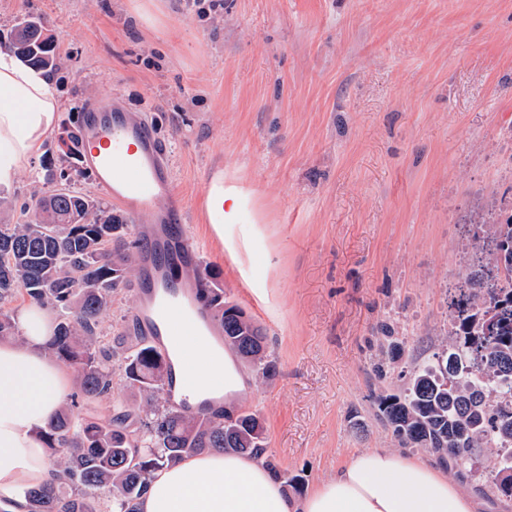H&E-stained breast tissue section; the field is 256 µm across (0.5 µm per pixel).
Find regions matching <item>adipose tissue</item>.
<instances>
[{
	"label": "adipose tissue",
	"instance_id": "obj_1",
	"mask_svg": "<svg viewBox=\"0 0 512 512\" xmlns=\"http://www.w3.org/2000/svg\"><path fill=\"white\" fill-rule=\"evenodd\" d=\"M62 102L53 79L0 49V187H10L58 128ZM245 195L223 172L212 177L203 211L216 235L237 223ZM22 336L0 341V506L28 512L23 491L49 483L42 430L59 411L73 377L49 352L55 320L30 301L21 309ZM188 377L191 397L207 382L223 383L224 405L234 409L245 388L232 355L214 358L195 341ZM140 512H479L481 504L435 463L387 448L352 453L308 494L285 490L265 462L234 453H204L154 473Z\"/></svg>",
	"mask_w": 512,
	"mask_h": 512
}]
</instances>
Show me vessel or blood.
Returning a JSON list of instances; mask_svg holds the SVG:
<instances>
[{
  "mask_svg": "<svg viewBox=\"0 0 512 512\" xmlns=\"http://www.w3.org/2000/svg\"><path fill=\"white\" fill-rule=\"evenodd\" d=\"M83 160L98 187L117 208L144 218L135 258L141 268L132 318L162 349L177 348L178 366L163 385L184 393L193 365L188 341L210 333V314L195 299V283L173 277L174 269L197 262L199 252L182 226L184 209L160 139L142 113L110 96L85 112L81 125Z\"/></svg>",
  "mask_w": 512,
  "mask_h": 512,
  "instance_id": "1",
  "label": "vessel or blood"
}]
</instances>
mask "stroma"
Segmentation results:
<instances>
[{
	"label": "stroma",
	"instance_id": "stroma-1",
	"mask_svg": "<svg viewBox=\"0 0 512 512\" xmlns=\"http://www.w3.org/2000/svg\"><path fill=\"white\" fill-rule=\"evenodd\" d=\"M28 15L60 44L62 118L113 94L165 141L203 265L267 335L276 372L242 366L240 400L288 492L400 448L375 399L440 350L449 280L512 215V0H0V37ZM58 154L0 187V222L25 221ZM218 170L249 196L220 238L199 206ZM495 460L461 484L512 512Z\"/></svg>",
	"mask_w": 512,
	"mask_h": 512
}]
</instances>
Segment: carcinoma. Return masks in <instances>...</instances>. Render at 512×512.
Masks as SVG:
<instances>
[{
    "instance_id": "1",
    "label": "carcinoma",
    "mask_w": 512,
    "mask_h": 512,
    "mask_svg": "<svg viewBox=\"0 0 512 512\" xmlns=\"http://www.w3.org/2000/svg\"><path fill=\"white\" fill-rule=\"evenodd\" d=\"M4 46L24 63L55 71L58 43L48 22L30 17L16 24ZM62 159H79L78 127L63 124ZM61 187L33 194V219L0 224V338L19 336L4 305L19 292L58 309L52 340L58 359L74 369L76 391L45 430V446L68 485L54 478L25 491L28 512H139L153 474L165 464L201 452L258 454L266 448L265 429L251 412L222 408L188 414L163 397V372L170 355L151 345L135 327L106 341L101 320L112 294L130 281L132 251L128 225L112 209L76 191L66 169ZM476 248L490 255L491 268L480 282L483 294H462L450 315L455 338L433 360L413 366L405 385L377 397V417L405 447L426 448L452 463L460 475L472 470L476 452L497 448L486 476L490 490L512 499V288L492 284L512 274V215L496 225L491 239ZM198 299L209 309L224 347L269 377L275 363L262 328L210 280L211 271H188ZM495 311V328L485 315ZM140 395L143 404L115 400L105 419L74 414L78 401L112 393L114 378Z\"/></svg>"
}]
</instances>
